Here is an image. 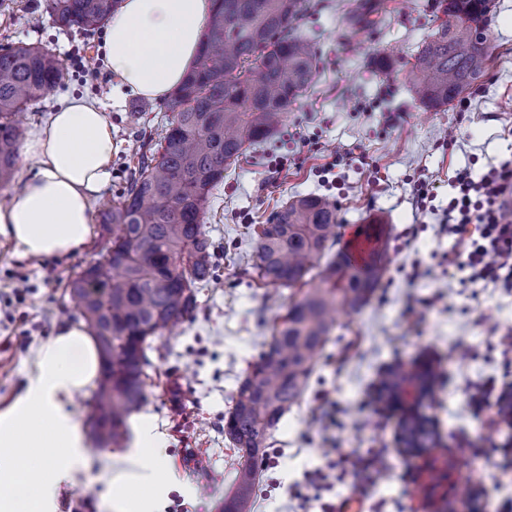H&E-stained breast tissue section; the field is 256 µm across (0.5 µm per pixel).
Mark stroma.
Listing matches in <instances>:
<instances>
[{
  "mask_svg": "<svg viewBox=\"0 0 512 512\" xmlns=\"http://www.w3.org/2000/svg\"><path fill=\"white\" fill-rule=\"evenodd\" d=\"M362 0H310L301 33L317 53L310 89L286 124L264 143L248 147L210 201L205 225L214 243L217 278L198 289V308L172 333L153 340L143 407L161 435L151 454L173 481L156 493L154 512H224L240 463L224 437V414L239 377L266 349L291 289L269 300L251 256L253 231L297 194H328L337 207V246L346 230L380 223L388 272L361 313L337 317L299 403L280 420L270 454L258 471L250 512H319L321 501L348 499L346 512H503L512 503V426L467 403L468 389L495 380L512 391L485 352L492 334L512 332V292L493 285L467 287L448 278L453 242L439 233L448 178L473 166L485 170L512 159V0H495L488 30L492 62L480 87L445 111H428L410 92L408 62L435 26V0H388L356 40L343 44L342 23ZM46 0H16L0 12V46L22 41L62 60L59 86L18 116L22 130L43 122L65 96L97 97L112 124V179L96 197L111 201L136 172L134 150L157 139L164 103L111 79L97 51L102 30L63 32ZM402 60L389 80L374 73L383 52ZM348 160L336 169L340 185L326 189L319 171L330 149ZM432 209L417 211L415 194ZM100 231L85 251L65 259L23 258L0 240V410L26 382L32 351L80 315L68 282L101 257ZM429 268L416 278V263ZM436 306H427L428 298ZM398 363L435 366L441 384L424 413L436 424L438 451L418 457L399 452V415L374 392L383 372ZM378 452L381 464L327 479L320 500L300 491L316 470L337 460ZM209 473L197 475V460ZM99 483L63 487L55 512H111Z\"/></svg>",
  "mask_w": 512,
  "mask_h": 512,
  "instance_id": "obj_1",
  "label": "stroma"
}]
</instances>
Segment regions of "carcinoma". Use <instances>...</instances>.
Wrapping results in <instances>:
<instances>
[{"label": "carcinoma", "instance_id": "1", "mask_svg": "<svg viewBox=\"0 0 512 512\" xmlns=\"http://www.w3.org/2000/svg\"><path fill=\"white\" fill-rule=\"evenodd\" d=\"M309 0H213L196 66L166 101L170 112L158 140L139 150L138 173L99 212L102 257L69 282V295L92 329L103 364L92 415L96 442L120 448L129 418L146 400V350L151 341L193 316L197 289L216 278L204 217L212 191L248 143L262 142L286 120L311 86L317 52L299 33ZM119 0H47L63 29L91 31ZM374 3L348 16L352 40L379 13ZM436 22L413 56L411 92L425 108L444 110L482 83L490 60L487 26L494 0H436ZM63 78V65L32 44L0 47V188L17 164L19 130L12 116L38 103ZM336 203L326 195L294 197L261 225L254 250L257 278L274 289L296 288L259 360L238 380L224 414V437L243 465L228 512H243L278 422L301 398L316 355L331 338L336 308L361 311L388 270L386 242L375 237L360 263L327 253L336 245ZM440 373L398 365L384 372L382 394L434 396ZM408 454L437 446L431 420L403 418Z\"/></svg>", "mask_w": 512, "mask_h": 512}]
</instances>
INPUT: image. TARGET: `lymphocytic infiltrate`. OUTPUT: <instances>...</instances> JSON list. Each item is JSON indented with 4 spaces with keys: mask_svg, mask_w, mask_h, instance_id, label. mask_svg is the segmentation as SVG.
<instances>
[{
    "mask_svg": "<svg viewBox=\"0 0 512 512\" xmlns=\"http://www.w3.org/2000/svg\"><path fill=\"white\" fill-rule=\"evenodd\" d=\"M452 193L442 211L440 231L452 239L449 273H461L462 284L493 283L512 291V160L485 171L456 170Z\"/></svg>",
    "mask_w": 512,
    "mask_h": 512,
    "instance_id": "1",
    "label": "lymphocytic infiltrate"
}]
</instances>
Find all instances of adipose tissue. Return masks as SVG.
Masks as SVG:
<instances>
[{"mask_svg": "<svg viewBox=\"0 0 512 512\" xmlns=\"http://www.w3.org/2000/svg\"><path fill=\"white\" fill-rule=\"evenodd\" d=\"M211 10L212 0H121L101 46L115 80L138 95L165 98L195 65ZM21 152L37 171L0 204V238L23 257L82 253L92 203L112 175V125L100 102L65 98L22 136ZM100 370L83 323L59 327L36 348L24 390L0 411V512H53L59 487L80 484L96 466L109 475L101 499L114 501L118 512H142L162 478L148 454L160 435L141 414L130 420L129 448L89 452L72 401L95 385Z\"/></svg>", "mask_w": 512, "mask_h": 512, "instance_id": "adipose-tissue-1", "label": "adipose tissue"}]
</instances>
